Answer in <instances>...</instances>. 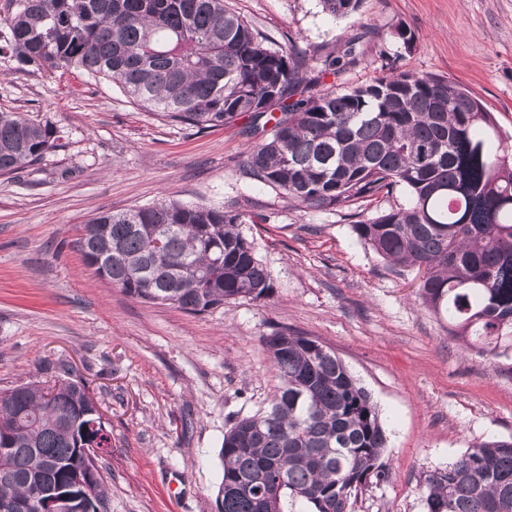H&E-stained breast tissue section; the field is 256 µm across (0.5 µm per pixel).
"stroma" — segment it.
<instances>
[{
    "label": "stroma",
    "mask_w": 512,
    "mask_h": 512,
    "mask_svg": "<svg viewBox=\"0 0 512 512\" xmlns=\"http://www.w3.org/2000/svg\"><path fill=\"white\" fill-rule=\"evenodd\" d=\"M270 47L320 66L360 25L354 65L318 87L349 90L390 70L467 89L512 135V0H362L332 19L319 0H224ZM411 31L404 46L397 27ZM0 110L56 128L35 164L0 175V390L60 366L98 401L108 512H218L219 451L237 420L280 386L263 343L289 329L332 349L377 405L386 482L352 512H424L427 470L469 445L512 439V337L482 357L421 306L419 273L395 269L336 211L294 209L243 171L246 118L208 130L144 111L116 83L0 58ZM169 198L236 207L274 291L200 315L144 303L86 266L77 240L101 212Z\"/></svg>",
    "instance_id": "1"
}]
</instances>
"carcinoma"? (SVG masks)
I'll return each instance as SVG.
<instances>
[{"instance_id": "cac0c4a2", "label": "carcinoma", "mask_w": 512, "mask_h": 512, "mask_svg": "<svg viewBox=\"0 0 512 512\" xmlns=\"http://www.w3.org/2000/svg\"><path fill=\"white\" fill-rule=\"evenodd\" d=\"M343 17L360 0H319ZM0 57L48 64L118 83L148 112L201 130L249 118L270 137L245 152V173L297 208L339 211L406 190L407 204L352 224L395 267H425L418 298L448 315L450 333L492 353L512 328V139L466 89L402 72L349 91L306 94V56L275 50L224 0H18ZM323 61H355L357 39ZM280 115H274V107ZM55 131L0 111V175L40 160ZM243 213L161 199L100 213L79 241L87 266L144 302L201 314L273 291L270 272L239 231ZM282 386L268 410L234 423L220 457L219 512H284L290 498L312 512H351L381 461L379 410L343 361L318 340L282 329L265 338ZM107 434L86 382L69 371L51 387L0 391V490L37 512L48 486H91L92 512L107 510L86 449ZM426 512H512V440L475 443L425 472Z\"/></svg>"}]
</instances>
